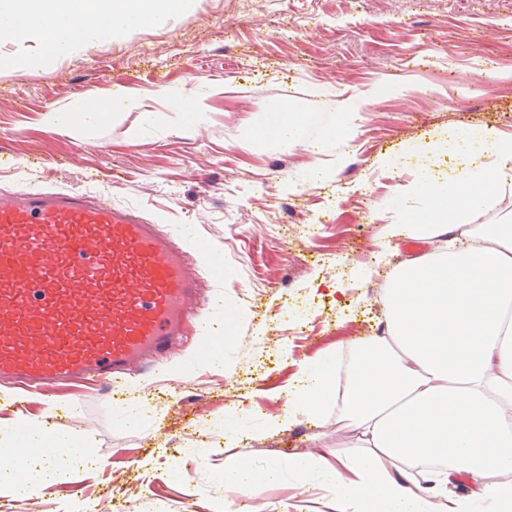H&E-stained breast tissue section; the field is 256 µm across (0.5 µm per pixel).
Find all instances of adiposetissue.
Wrapping results in <instances>:
<instances>
[{
	"label": "adipose tissue",
	"instance_id": "obj_1",
	"mask_svg": "<svg viewBox=\"0 0 512 512\" xmlns=\"http://www.w3.org/2000/svg\"><path fill=\"white\" fill-rule=\"evenodd\" d=\"M196 0H0V41H42V58L72 41L97 42L193 9ZM312 115L267 110L247 139L260 148L301 144ZM491 162L447 181L421 173L411 190L424 205L386 227L394 241L430 244L387 276L383 327L351 348L314 359L288 395L289 418L336 416L358 434L356 449L329 460L312 452L262 463L224 461L225 485L263 495L292 477L336 495L337 512H512V224H478L495 191L512 183V138L490 137ZM32 455L14 485L39 493L63 475L37 449L43 432L17 418L0 434V466L17 460V432ZM501 473L491 483L490 473ZM466 482L463 496L452 495Z\"/></svg>",
	"mask_w": 512,
	"mask_h": 512
}]
</instances>
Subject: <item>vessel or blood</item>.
<instances>
[{
  "instance_id": "1",
  "label": "vessel or blood",
  "mask_w": 512,
  "mask_h": 512,
  "mask_svg": "<svg viewBox=\"0 0 512 512\" xmlns=\"http://www.w3.org/2000/svg\"><path fill=\"white\" fill-rule=\"evenodd\" d=\"M195 254L223 274L205 241L187 243L107 196L1 191L0 378L120 387L188 333L195 361L212 358L238 318L225 307L219 331H208Z\"/></svg>"
}]
</instances>
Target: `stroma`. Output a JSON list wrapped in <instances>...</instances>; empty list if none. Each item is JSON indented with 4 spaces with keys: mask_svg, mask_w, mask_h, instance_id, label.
I'll list each match as a JSON object with an SVG mask.
<instances>
[{
    "mask_svg": "<svg viewBox=\"0 0 512 512\" xmlns=\"http://www.w3.org/2000/svg\"><path fill=\"white\" fill-rule=\"evenodd\" d=\"M0 70V190L76 188L141 208L224 256L227 300L244 314L234 344L175 382L194 351L131 372L132 394L64 387L0 412L88 444L49 491L19 496L0 480V512H239V490L220 478L226 457L256 461L313 451L336 457L357 443L345 422L273 427L303 364L374 335L381 288L401 260L427 246L402 239L377 261L386 225L399 222L420 169L450 176L466 158L451 149L460 127L512 136V0H198L184 14L38 61ZM199 106L179 122L182 95ZM95 98L116 119L78 132L46 115ZM304 101L314 110L302 144L267 151L244 137L265 109ZM352 137L326 139L343 112ZM159 117L144 121L145 113ZM251 417L224 432V413ZM198 449L187 459L186 449ZM187 464L172 481V465ZM288 512H336L313 484L282 482L264 495Z\"/></svg>",
    "mask_w": 512,
    "mask_h": 512,
    "instance_id": "obj_1",
    "label": "stroma"
}]
</instances>
